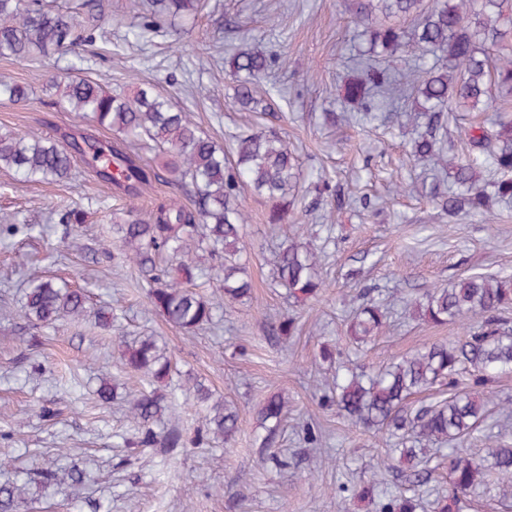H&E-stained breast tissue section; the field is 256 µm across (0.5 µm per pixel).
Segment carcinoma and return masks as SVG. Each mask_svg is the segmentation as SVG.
<instances>
[{
    "mask_svg": "<svg viewBox=\"0 0 512 512\" xmlns=\"http://www.w3.org/2000/svg\"><path fill=\"white\" fill-rule=\"evenodd\" d=\"M88 0L65 11L54 10L46 0H0V55L18 61L39 60L50 54L70 56L63 72L55 76L57 104L69 112L92 114L95 125L79 132L64 146L50 138L0 133V167L11 170L32 186L59 181L71 174L82 157L97 178L116 196L134 204L161 180L142 152L162 155L161 167L174 181L190 187L192 207L175 200L157 202L147 220L127 218L113 225L115 250L105 256L129 265L149 288L153 306L173 326L186 333L212 321L226 305L251 297L252 285L239 262L245 211L236 203L243 190L270 203L269 219L281 223L288 215L299 166L288 144L275 133L251 132L233 143L236 159L229 163L224 148L199 132L187 112L171 99L149 88L135 91L107 90L97 80L82 75L86 58L81 48L95 39V29L83 16ZM202 0H127L131 18L145 13L154 23L134 27L133 34L157 32L161 22L196 15ZM355 38L367 45V57L358 63L359 73L344 88L346 99L365 120L376 119L379 105L402 94L390 73L393 64H406L411 91L421 98L427 131L411 142L414 157H427L448 169L455 189L439 201L442 210L490 213L492 199L512 198V118L496 126L470 130L465 156L445 151L450 112H506L512 101V55L502 45L512 39V0H347ZM410 22L405 32L402 22ZM270 58L259 47L239 50L232 58L239 78L237 103H254L252 86L260 82ZM32 90L17 83H0V98L13 103L30 99ZM107 128L112 137L102 139ZM501 174L489 186L481 182V170ZM493 191H488V188ZM201 251L212 260L204 268L191 256ZM209 271L220 293L205 297L192 289ZM276 281L289 296L302 301L323 287L315 271L314 254L286 233L275 266ZM88 297L64 280L37 277L25 294L23 312L31 325L41 328L63 319H78L87 310ZM412 314L433 324L464 322L480 317L478 325L456 342L433 343L405 355L373 374L336 377L323 405L336 408L352 423L367 430L384 428L399 439L400 447L377 460L372 477L357 488L343 487L344 499H367L374 512H418L419 499L405 493L381 494L378 472L402 467L409 482L418 486L431 480L428 447L454 443L448 452V494L432 503L433 512H463L492 485L512 481V445L497 441L483 456L463 448L483 422L493 395L457 387L455 375L467 367L486 379L512 372V329L500 314L512 308V276H470L449 288H436L426 301L407 303ZM385 322L378 305L360 309L349 327L353 343H368L383 332ZM121 355L145 376L168 377L169 361L159 352L156 339L141 336L120 340ZM448 389V399L407 409L411 396L432 388ZM186 397L205 408L202 424L190 439L177 428L159 430L154 424L171 410L158 391L130 401L131 422L138 443L158 448L201 447L218 440L229 443L239 429V414L213 399L204 384L185 388ZM285 403L278 395L258 409L263 422L271 421L269 434L278 429ZM58 479L49 470H28L23 477L0 483V512H21L28 485Z\"/></svg>",
    "mask_w": 512,
    "mask_h": 512,
    "instance_id": "1",
    "label": "carcinoma"
}]
</instances>
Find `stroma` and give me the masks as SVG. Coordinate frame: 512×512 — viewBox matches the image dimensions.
<instances>
[{"mask_svg":"<svg viewBox=\"0 0 512 512\" xmlns=\"http://www.w3.org/2000/svg\"><path fill=\"white\" fill-rule=\"evenodd\" d=\"M106 23L90 47L86 76L126 91L152 85L174 96L192 121L220 144L253 123L283 136L299 161V192L288 212L301 242L317 252L325 286L302 302L288 299L275 281L282 227L269 221L263 198L242 193L249 217L243 259L252 280L250 302L225 307L213 324L186 333L152 306L133 270L113 264L104 251L114 242L113 221L127 206L97 180L83 161L72 180L37 188L0 170V224L18 225L0 236V483L21 472L77 466L89 480L82 489L66 482L32 486L29 512H371L364 502H345L341 485L368 476L393 442L325 408L320 397L335 369L319 357L321 345H340L346 364L376 370L425 345L454 341L467 326L427 324L401 315L406 300L447 288L472 275L512 274V202L497 217L448 216L435 193L447 191L427 161L409 156V141L424 125H402L400 108L379 119L349 120L343 85L356 52L354 26L344 0H206L194 22L170 35L134 38L122 21L124 0H101ZM261 45L272 58L269 77L254 89L269 114L257 119L233 104L237 82L227 59L236 47ZM287 64H280V55ZM54 59L19 62L0 56V81L31 87L28 102L0 101V133L54 136L92 125L91 115L58 109L49 81ZM82 209L78 230L59 224L63 207ZM58 278L84 289L89 315L52 328H33L22 312L31 275ZM387 309L388 330L362 348L347 337L349 316L366 303ZM111 306L116 318L101 328L93 315ZM292 318L282 335L270 332L280 317ZM152 336L171 358L172 372L154 382L121 361L119 339ZM36 340L42 373L22 360ZM195 375L216 397L235 407L239 431L231 445L199 448L126 447L133 426L120 403L100 405V381L136 397L151 390L171 396L165 425L193 437L202 411L183 395ZM491 407L472 453L489 437L512 443L500 402L512 401V374L487 379ZM281 395L285 420L275 439L287 463H266V431L256 411ZM59 414L41 417V405ZM321 428L325 443L308 447L303 427Z\"/></svg>","mask_w":512,"mask_h":512,"instance_id":"stroma-1","label":"stroma"}]
</instances>
